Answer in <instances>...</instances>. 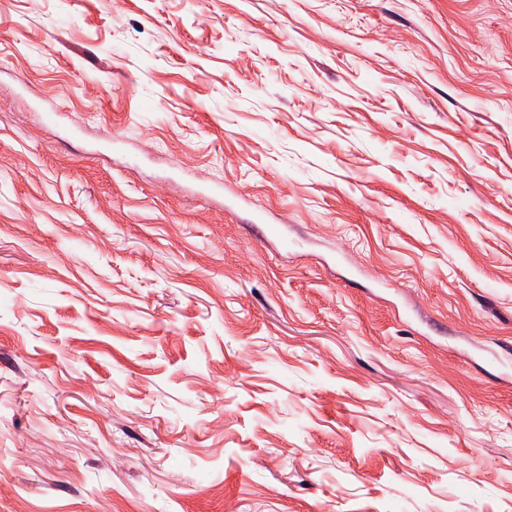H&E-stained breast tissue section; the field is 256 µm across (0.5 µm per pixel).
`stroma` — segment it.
<instances>
[{
  "mask_svg": "<svg viewBox=\"0 0 512 512\" xmlns=\"http://www.w3.org/2000/svg\"><path fill=\"white\" fill-rule=\"evenodd\" d=\"M0 512H512V0H0Z\"/></svg>",
  "mask_w": 512,
  "mask_h": 512,
  "instance_id": "1",
  "label": "stroma"
}]
</instances>
